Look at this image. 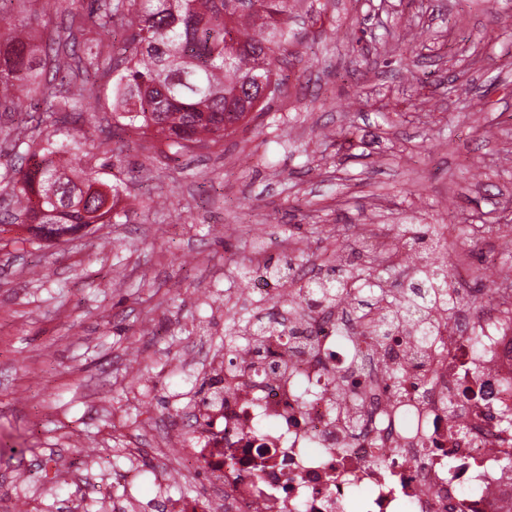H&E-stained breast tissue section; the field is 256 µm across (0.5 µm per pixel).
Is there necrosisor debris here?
Instances as JSON below:
<instances>
[{
    "label": "necrosis or debris",
    "mask_w": 512,
    "mask_h": 512,
    "mask_svg": "<svg viewBox=\"0 0 512 512\" xmlns=\"http://www.w3.org/2000/svg\"><path fill=\"white\" fill-rule=\"evenodd\" d=\"M454 294L422 357L400 334L370 341L346 300L269 337L270 358L212 357L217 397L193 407L173 451L210 492L169 512H512V290L460 276Z\"/></svg>",
    "instance_id": "1"
}]
</instances>
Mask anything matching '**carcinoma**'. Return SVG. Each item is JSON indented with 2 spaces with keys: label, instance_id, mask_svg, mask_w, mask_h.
<instances>
[{
  "label": "carcinoma",
  "instance_id": "obj_1",
  "mask_svg": "<svg viewBox=\"0 0 512 512\" xmlns=\"http://www.w3.org/2000/svg\"><path fill=\"white\" fill-rule=\"evenodd\" d=\"M22 19L0 7V185L10 206L0 222L55 224L75 235L87 221L110 224L124 212L121 184L101 180L107 163L86 150L94 134L78 126L91 91L89 77H113L112 112L125 124L150 133L170 152L216 145L279 91L278 70L290 44L288 0H21ZM68 35L59 34L56 18ZM130 33L117 47L112 33ZM273 89L260 104L254 79ZM73 126L76 135L58 140ZM392 265L371 264L325 280H312L290 300L288 316L312 317L321 302L342 298L348 284L374 288L396 278ZM389 303L387 335L401 325L426 346L432 329L427 308L450 305L448 268L426 261L400 297ZM225 340L229 359L240 350L264 349V340L285 333L276 318L260 322L233 312Z\"/></svg>",
  "mask_w": 512,
  "mask_h": 512
}]
</instances>
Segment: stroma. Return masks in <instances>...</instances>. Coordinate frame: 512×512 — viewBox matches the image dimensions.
<instances>
[{"label": "stroma", "instance_id": "obj_1", "mask_svg": "<svg viewBox=\"0 0 512 512\" xmlns=\"http://www.w3.org/2000/svg\"><path fill=\"white\" fill-rule=\"evenodd\" d=\"M288 6L280 94L217 146L161 154L118 125L111 87L88 98L102 178L129 193L119 223L54 241L0 223V512H167L200 493L169 480L168 441L204 395L186 364L223 352L228 309H262L242 270L358 268L353 228L399 250L405 226L443 224L454 257L512 276V223L457 229L512 205V0Z\"/></svg>", "mask_w": 512, "mask_h": 512}]
</instances>
